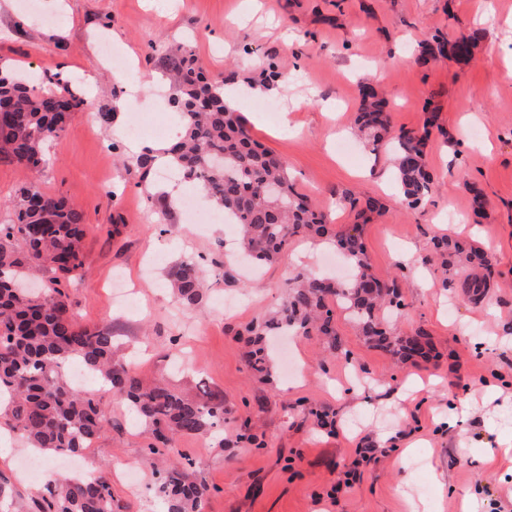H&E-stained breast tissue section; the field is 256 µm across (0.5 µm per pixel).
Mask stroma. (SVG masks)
Listing matches in <instances>:
<instances>
[{"label": "stroma", "mask_w": 512, "mask_h": 512, "mask_svg": "<svg viewBox=\"0 0 512 512\" xmlns=\"http://www.w3.org/2000/svg\"><path fill=\"white\" fill-rule=\"evenodd\" d=\"M480 33L465 62L414 61L419 44L435 33L454 38ZM108 37L137 66L134 95L118 94L123 77L102 64L99 40ZM168 40L189 45L216 77L247 85L268 63L287 82L262 96L243 97L238 110L252 137L283 157L297 190L325 207L337 228L357 223L351 198L373 197L382 215L361 226L372 273L396 275L405 307L391 319L404 335L424 329L429 358L401 363L368 344L344 310L336 331L351 361L331 354L321 337L281 336L268 380L246 364L242 328L281 303V282L296 271L318 272L336 259L334 246L308 251L298 239L278 263L224 283L225 243L231 224H192L182 207L158 213L162 176L141 178L120 156H133L123 131L133 113L165 127V140L183 131L179 115L154 97V48ZM41 74L94 78L84 95L91 111L76 113L61 137L45 148L47 164L34 173L0 163V224L14 217L20 190L37 185L72 203L84 218V273L68 289L71 307L88 328L110 325L113 336L139 348L135 371L150 382L168 374L173 388L195 397L209 388L224 399L223 443L181 436L175 448L195 459V476L208 488L204 512H461L471 497L477 512L512 503V463L497 450L512 445V0H0V63ZM376 78L387 100L392 130L421 128L437 111L426 161L434 188L419 209L397 191L392 152L372 154L351 133L359 85ZM279 104L284 121L270 122L255 101ZM115 112L103 125L98 111ZM481 191L483 210L462 187ZM459 236L487 248L490 288L478 302L459 283L466 265L447 273L432 261L430 241ZM201 264L206 290L199 308L184 309L168 295L164 273L185 256ZM134 287L141 311L113 303L112 281ZM182 349L196 363L171 371ZM107 418L89 450L95 461L137 468L141 489L112 477L121 512H167L153 496L148 440L129 407L112 393L99 395ZM328 414L333 429L321 427ZM262 434L260 448H243L244 427ZM386 455L359 468L353 487L329 493L350 465L360 439ZM0 480L13 498L40 484L21 473L23 442L0 434Z\"/></svg>", "instance_id": "stroma-1"}]
</instances>
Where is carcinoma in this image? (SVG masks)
<instances>
[{
	"label": "carcinoma",
	"instance_id": "carcinoma-1",
	"mask_svg": "<svg viewBox=\"0 0 512 512\" xmlns=\"http://www.w3.org/2000/svg\"><path fill=\"white\" fill-rule=\"evenodd\" d=\"M475 34L452 40L434 35L423 42L418 62L438 58L468 60L476 48ZM158 64L168 78L169 104L184 121V134L169 149V166L198 184L220 212L224 223L239 229L243 262L262 268L277 261L291 240L324 238L334 241L351 267V276L338 281L299 271L282 287L286 295L268 317L246 325L247 364L260 378L269 375L275 356L267 337L288 334L325 336L331 348L341 350L334 326L335 303L358 331L375 347L407 360L428 351L415 336H400L377 312L400 308L396 280L380 281L371 273L359 226L341 231L327 211L298 193L287 162L253 139L240 113L224 103V81L207 77L183 45L161 51ZM58 91H39L22 78V70L0 72V160L38 172L46 165L45 147L55 141L68 119L82 110L85 100L72 79L53 76ZM357 131L376 152L390 136L387 103L369 82L360 84ZM438 117L430 113L420 130H400L393 136L397 188L410 209L429 198L434 181L428 171L425 147ZM142 175L156 166L155 157L141 152L125 159ZM85 225L80 212L64 198L49 196L31 185L21 191L15 219L0 224V422L19 435L38 455L81 456L102 433L105 417L97 395L69 383L64 367L78 362L101 386L127 403L137 414L150 442L146 460L164 466L156 471L154 493L169 503V512H204L207 488L192 478V460L173 456L177 436H209L224 440V398L204 390L186 398L164 382L146 385L130 364L118 355L119 346L109 326L89 330L79 326L71 312L65 286L84 267L81 241ZM433 252L448 267L465 260L471 273L461 288L478 300L489 288L490 264L478 248L451 237L433 242ZM48 273L41 291L27 281L32 271ZM167 287L186 308L203 299L204 274L191 257L166 272ZM6 482L0 483L5 512H116L107 475L73 476L62 481L50 476L20 504L6 500Z\"/></svg>",
	"mask_w": 512,
	"mask_h": 512
}]
</instances>
